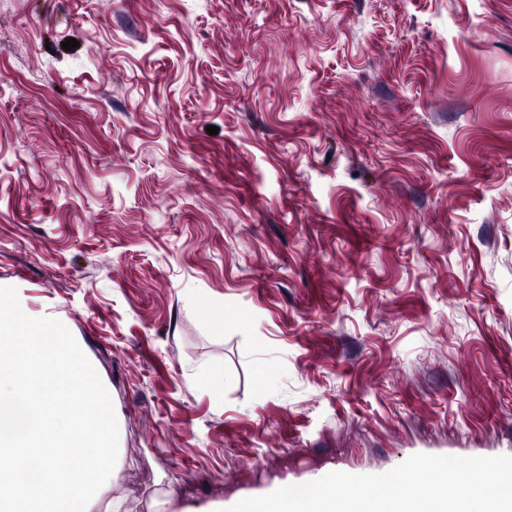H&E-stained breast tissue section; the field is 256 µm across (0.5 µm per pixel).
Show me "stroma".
I'll list each match as a JSON object with an SVG mask.
<instances>
[{
  "label": "stroma",
  "mask_w": 512,
  "mask_h": 512,
  "mask_svg": "<svg viewBox=\"0 0 512 512\" xmlns=\"http://www.w3.org/2000/svg\"><path fill=\"white\" fill-rule=\"evenodd\" d=\"M0 285L112 395L92 512L512 455V0H0Z\"/></svg>",
  "instance_id": "obj_1"
}]
</instances>
